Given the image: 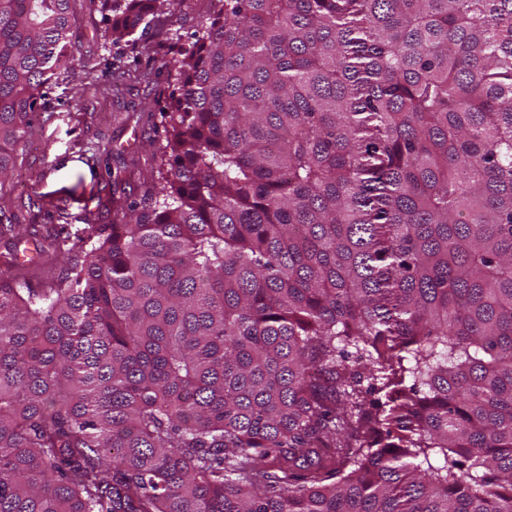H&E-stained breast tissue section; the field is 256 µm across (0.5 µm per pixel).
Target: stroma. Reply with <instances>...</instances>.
I'll return each instance as SVG.
<instances>
[{
  "instance_id": "stroma-1",
  "label": "stroma",
  "mask_w": 512,
  "mask_h": 512,
  "mask_svg": "<svg viewBox=\"0 0 512 512\" xmlns=\"http://www.w3.org/2000/svg\"><path fill=\"white\" fill-rule=\"evenodd\" d=\"M208 9L207 0H182L175 31L142 33L152 47L145 54L106 41L96 4L76 0L66 48L74 68L47 73L28 141L0 197V227L18 231L0 237V256L35 248L28 274L57 276L63 263L55 238L77 236L89 222L115 223L114 198H143L157 176L154 155L166 140L162 112L174 89L163 62L191 44ZM79 84L84 91L76 98L71 89Z\"/></svg>"
}]
</instances>
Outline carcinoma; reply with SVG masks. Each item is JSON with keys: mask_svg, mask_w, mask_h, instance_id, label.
I'll use <instances>...</instances> for the list:
<instances>
[{"mask_svg": "<svg viewBox=\"0 0 512 512\" xmlns=\"http://www.w3.org/2000/svg\"><path fill=\"white\" fill-rule=\"evenodd\" d=\"M72 2L0 0V192ZM163 66L152 189L0 271V512H512V0H210Z\"/></svg>", "mask_w": 512, "mask_h": 512, "instance_id": "cac0c4a2", "label": "carcinoma"}]
</instances>
